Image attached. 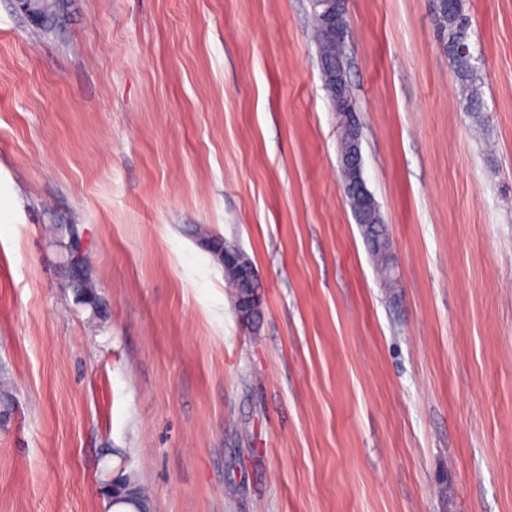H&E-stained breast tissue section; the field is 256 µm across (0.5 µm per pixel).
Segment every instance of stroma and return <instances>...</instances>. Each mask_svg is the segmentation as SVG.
I'll return each instance as SVG.
<instances>
[{
	"instance_id": "1",
	"label": "stroma",
	"mask_w": 512,
	"mask_h": 512,
	"mask_svg": "<svg viewBox=\"0 0 512 512\" xmlns=\"http://www.w3.org/2000/svg\"><path fill=\"white\" fill-rule=\"evenodd\" d=\"M58 3L45 31L0 0V512H109L127 474L151 512H512V0H465L476 115L433 0H348L392 295L311 0ZM217 242L259 273L253 320ZM370 212L373 215L370 221L363 220L359 221L363 232L364 239L368 245L370 256L375 264L377 270L383 275L385 288H396V281L390 274L391 257L389 254L390 243L386 232L385 224L371 223L373 220L378 221L375 210L370 208ZM379 239L381 246L378 247L374 240ZM387 245V250L385 249ZM74 224L69 225H57L54 228V239L56 244L62 248L64 251L70 250L71 246V254L67 259L68 266H78L80 265L81 258L86 252V247L83 246L81 241L78 239V233L73 237L71 243V228ZM85 275V272L80 267H74L70 272L69 283H76ZM69 288H73L76 301L80 304L90 306L93 310V316H100L98 309V289L97 283L92 278L78 282L74 285L68 284Z\"/></svg>"
}]
</instances>
